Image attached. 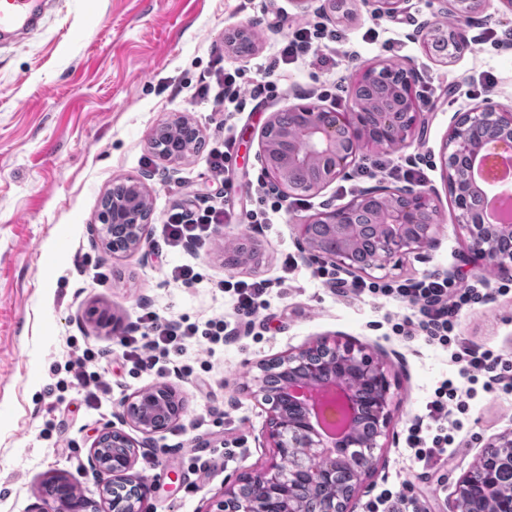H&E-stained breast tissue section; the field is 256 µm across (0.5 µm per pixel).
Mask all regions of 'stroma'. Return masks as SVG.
Wrapping results in <instances>:
<instances>
[{"mask_svg": "<svg viewBox=\"0 0 512 512\" xmlns=\"http://www.w3.org/2000/svg\"><path fill=\"white\" fill-rule=\"evenodd\" d=\"M322 3L51 0L38 29L0 45V512H32L52 477L74 478L97 512H110L109 494L85 465L100 431L112 423L135 445L133 475L151 486L142 512H216L225 480L260 468L272 454L263 438L267 407L247 390L257 363L320 339L364 347L383 361L395 395L389 430L374 450L377 470L355 512H366L383 489L403 486L427 512H450L459 478L488 438L512 429V396L477 392L466 401L464 428L447 462L437 477L421 478L422 466L405 446L407 430L440 382L458 379L459 364L450 349L394 332L407 313L403 303L341 296L318 277V263L298 256V223L370 187L395 186V179L381 172L359 182L345 178L303 202H289L271 223L245 219L264 175L259 144L271 113L320 100L317 89L326 81L339 84L326 107L344 109L354 68L409 60L424 101L422 131L408 147L372 152L366 159L425 158L441 213L438 244L423 254L394 257L368 278L392 282L438 270L468 280L478 274L466 262L468 240L456 222L459 211L440 155L454 114L480 103L487 92L476 83L480 73L492 74L498 102L512 104V47L476 45L446 65L423 50L417 34L421 24L441 21L438 0H407L396 16L378 18L364 0H345L331 20L320 14ZM256 18L262 32L252 50L227 47V34ZM376 23L382 26L379 41H365V31ZM305 24L340 30L346 43L321 65H275L279 44ZM388 37L401 39L399 52L382 48ZM221 68L241 70L249 81H275L280 95L229 122L236 147L220 183L206 150L167 163L153 158L147 138L156 124L181 113L205 142L223 140L228 122L221 99L198 94L202 78ZM126 175L146 176L152 217L144 253L115 257L94 240L90 226L113 180ZM216 196L234 208L236 221L193 253L164 244L161 228L172 208ZM228 238L258 244L259 259L227 266ZM185 263L201 275L194 285L168 276ZM224 279L268 280V306L254 326L240 327L237 336L212 346L199 336L188 339L179 362L192 367V378L174 370L162 377L131 372L122 360L123 339L143 308L201 327L234 320L230 294L216 286ZM94 308L113 314L120 334L90 320L87 313ZM456 333L512 359V293L462 311ZM87 349L108 354L96 369L111 382L112 394L98 407L85 403L83 388L66 372ZM161 382L180 392L184 411L147 439L121 422L122 403ZM203 447L212 451L205 472L190 466L194 450Z\"/></svg>", "mask_w": 512, "mask_h": 512, "instance_id": "stroma-1", "label": "stroma"}]
</instances>
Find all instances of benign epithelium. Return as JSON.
Listing matches in <instances>:
<instances>
[{"label": "benign epithelium", "mask_w": 512, "mask_h": 512, "mask_svg": "<svg viewBox=\"0 0 512 512\" xmlns=\"http://www.w3.org/2000/svg\"><path fill=\"white\" fill-rule=\"evenodd\" d=\"M407 0H370L374 13L393 15ZM441 14L453 23L425 24L419 30L423 46L443 63L470 51L467 29L474 15L486 10V0H440ZM412 61L380 62L358 70L352 81L351 104L337 112L317 103L293 104L270 115L264 127L259 158L268 182L282 196L316 195L345 177L365 151L403 149L416 138L421 104L415 91ZM512 141V107L489 93L481 103L453 117L441 154L442 168L460 214L471 258L480 269L501 270L512 264V223L491 224L476 204L482 194L456 161L472 164L483 158L488 141ZM203 140L198 127L184 116L154 127L148 138L153 154L178 161ZM435 191L426 186L391 188L378 185L347 204L320 212L296 225L297 247L305 261L366 272L384 268L395 256L423 253L436 247L441 223ZM152 210L145 177L113 181L112 194L101 202L98 223L91 231L114 256L142 250ZM253 396L269 405L264 439L273 448L261 469L224 483L218 512H298L294 490L304 485L318 491L312 512H353L360 489L375 472L372 451L386 435L394 395L385 364L360 348L320 340L257 365ZM339 415L329 434L322 427L327 411ZM183 412L180 394L167 384L137 392L123 404L122 421L149 439L176 422ZM123 448L104 460L106 444ZM134 444L106 427L91 448L88 469L112 487V512H140L136 504L149 493L143 478L133 479ZM512 458V429L489 437L472 468L458 481L452 512H477L479 490L491 484V465ZM351 466V480L336 494V470ZM68 489L61 497L43 498L33 512H68Z\"/></svg>", "instance_id": "7a95c632"}]
</instances>
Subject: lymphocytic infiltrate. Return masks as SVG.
Returning <instances> with one entry per match:
<instances>
[{
	"instance_id": "1",
	"label": "lymphocytic infiltrate",
	"mask_w": 512,
	"mask_h": 512,
	"mask_svg": "<svg viewBox=\"0 0 512 512\" xmlns=\"http://www.w3.org/2000/svg\"><path fill=\"white\" fill-rule=\"evenodd\" d=\"M342 39V33L337 31L318 26L301 27L280 45L277 50L278 59L286 65L308 59L314 61L323 58L325 51ZM239 79L240 73L236 70H227L215 77L226 112L245 111L249 106L276 98L279 94L275 82L260 81L245 88ZM232 216V211L221 204L189 211L180 207L173 208L162 229L164 242L171 248L204 246L215 227L230 223ZM332 285L353 299L364 296L398 299L410 311L409 316L396 326L399 334L421 336L428 342L444 347L453 346L452 357L460 363V374L469 384H481L488 393L512 395V361L453 335L460 312L485 303L491 296L492 290L483 279L476 278L472 283L462 286L447 275L434 272L419 279H404L392 284L362 278L348 281L336 277ZM140 321L151 329L152 334L142 343L135 337H127L122 358L130 362L133 368L155 370L161 374L166 372L170 356L182 354L186 339L201 333L210 343L216 344L237 333L230 322L221 319L208 321L205 328L201 329L194 324L160 321L155 312L148 311L141 315ZM457 392L452 380H444L426 406L431 428L426 430L422 425L415 424L408 430L405 443L424 469H434L438 463L443 462L448 445L453 440V432L462 427L460 420L449 417V400H456L458 411L466 409L465 402L457 401Z\"/></svg>"
}]
</instances>
